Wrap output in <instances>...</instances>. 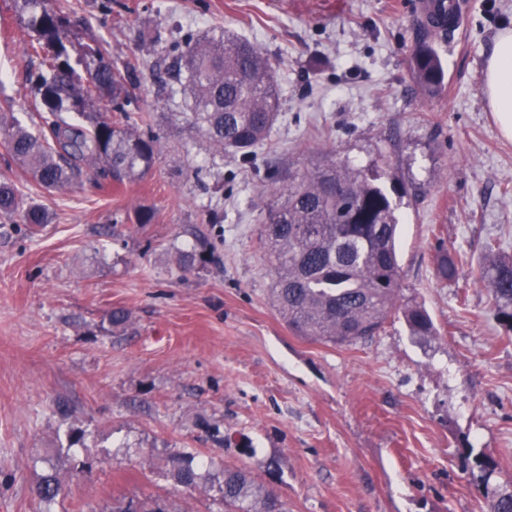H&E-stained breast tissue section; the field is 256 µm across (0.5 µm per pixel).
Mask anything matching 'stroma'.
Returning <instances> with one entry per match:
<instances>
[{
    "label": "stroma",
    "instance_id": "1",
    "mask_svg": "<svg viewBox=\"0 0 512 512\" xmlns=\"http://www.w3.org/2000/svg\"><path fill=\"white\" fill-rule=\"evenodd\" d=\"M418 2L114 0L104 13L73 0L74 67L94 40L113 67L138 66L142 111L168 131L153 168L112 188L88 167L48 191L0 160V177L52 216L34 233L0 216V512H41L33 490L52 471L67 493L51 512L150 497L169 512H224L217 485L174 484L178 452L215 476L252 467L290 512H490L460 457L483 453L512 477V327L480 277L489 246L512 258V142L482 90L512 0H468L430 97L411 74ZM177 31H228L266 50L281 107L251 162L185 129L184 94L158 95L164 47L149 38ZM27 38L17 0H0V102L33 126ZM330 149L399 186L398 302L425 306L436 336H411L395 314L337 347L297 336L272 306L267 173ZM143 207L154 220L141 227ZM199 233L212 260L182 272L176 250ZM439 243L459 262L455 282L436 276ZM115 308L125 330L109 322ZM73 428L84 446L69 447Z\"/></svg>",
    "mask_w": 512,
    "mask_h": 512
}]
</instances>
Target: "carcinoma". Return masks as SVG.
Returning <instances> with one entry per match:
<instances>
[{"instance_id":"carcinoma-1","label":"carcinoma","mask_w":512,"mask_h":512,"mask_svg":"<svg viewBox=\"0 0 512 512\" xmlns=\"http://www.w3.org/2000/svg\"><path fill=\"white\" fill-rule=\"evenodd\" d=\"M417 24L412 75L423 94L444 84L440 48L448 43L445 0H426ZM32 33L30 49L40 67L27 82L36 90L43 111L33 129L6 123L0 130L7 161L25 166L43 187L56 189L77 178L85 166L99 177L122 185L147 174L164 138L165 123L145 119L129 91L134 71L99 67L93 83L83 86L70 63L69 11L65 0H21ZM169 78L192 99L188 126L218 151L247 156L269 135L277 117L276 74L263 48L235 41L226 33L197 39L183 34L165 47ZM382 174L353 165L329 152L288 180L269 176L266 184L267 223L262 225L267 262L273 275L274 307L297 335L336 346L352 345L375 335L397 310L411 334L436 335L433 321L420 305L397 307L401 273L397 255V205L381 182ZM0 216L34 229L50 222L36 202H24L17 185L0 181ZM201 251H178L180 267L203 266ZM436 273L443 282L458 276L456 262L441 249ZM490 300L500 317L512 325V260H497L481 270ZM464 466L478 470L491 497V512H512V480L494 484L497 466L476 455ZM184 487L197 485L201 474L194 456L179 454L172 472ZM218 491L228 512H288L267 485L246 467H224ZM46 506L65 494L54 474L36 490Z\"/></svg>"}]
</instances>
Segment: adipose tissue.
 <instances>
[{"mask_svg": "<svg viewBox=\"0 0 512 512\" xmlns=\"http://www.w3.org/2000/svg\"><path fill=\"white\" fill-rule=\"evenodd\" d=\"M482 80L487 110L502 137L512 141V28L498 32Z\"/></svg>", "mask_w": 512, "mask_h": 512, "instance_id": "obj_1", "label": "adipose tissue"}]
</instances>
